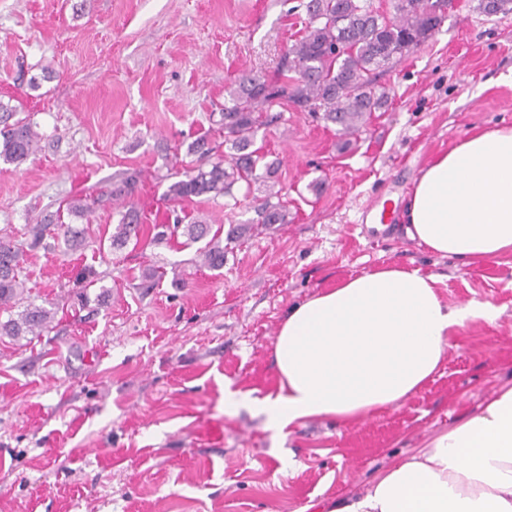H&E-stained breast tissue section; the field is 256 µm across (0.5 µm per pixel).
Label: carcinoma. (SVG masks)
<instances>
[{
  "label": "carcinoma",
  "instance_id": "1",
  "mask_svg": "<svg viewBox=\"0 0 512 512\" xmlns=\"http://www.w3.org/2000/svg\"><path fill=\"white\" fill-rule=\"evenodd\" d=\"M512 0H478L477 8L487 14L509 12L504 6ZM437 0H397L395 14L388 17L372 7L371 0H308L306 18L300 35L282 56L270 78L241 74L225 86L224 112L220 126L224 134V155L219 146L203 134L188 144L187 154L195 165L174 178L166 191L175 203L198 197L229 199L239 203L235 189L245 187L250 194L254 185L264 187V195L255 198V218L238 224L228 236L238 238L251 230L250 224L288 223L287 202L276 188L278 162L268 160L263 146L256 145L258 132L283 120V110L291 107L307 112L326 123L338 126L341 135L362 129L372 113L388 103L385 89L375 86L376 74L397 55L417 48L441 25L443 16L433 12ZM18 106L0 101V162L20 167L35 154L40 140L35 125L17 117ZM138 177L124 176L97 198H78L67 206L68 214L82 217L104 202L118 205V222L112 225L110 246L120 249L144 236V220L133 202ZM184 225L156 224L153 240L167 239L183 230L191 242L206 240L199 258L211 270L224 267L221 228H213L206 215L190 216ZM61 221L50 215L42 224L28 227V238L20 243L0 240V310L13 307L24 292L20 280L25 252L41 245L48 225ZM67 249L85 243V231L70 225L63 235ZM50 321L45 308L28 304L18 317L0 320V336L40 334Z\"/></svg>",
  "mask_w": 512,
  "mask_h": 512
}]
</instances>
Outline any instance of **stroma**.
<instances>
[{"label": "stroma", "mask_w": 512, "mask_h": 512, "mask_svg": "<svg viewBox=\"0 0 512 512\" xmlns=\"http://www.w3.org/2000/svg\"><path fill=\"white\" fill-rule=\"evenodd\" d=\"M303 0H0V99L41 136L25 164H0V236L66 199L138 174L147 217L202 211L224 226L253 209L173 204L170 170L213 120L235 76H271L305 16ZM440 28L378 78L387 110L351 136L304 112L260 130L277 160L288 221L254 224L199 264L177 235L114 250V207L80 218L76 251L24 257V301L51 310L40 335L0 336V512H301L368 487L391 463L512 387V254L465 267L398 226L360 221L371 203L404 204L420 169L468 133L512 125V12L456 0ZM51 71L39 90L29 76ZM439 276L449 306L495 305L472 322L439 374L400 404L342 424L278 434L252 406L224 409V386L265 395L288 311L376 268ZM92 267L86 287L76 273Z\"/></svg>", "instance_id": "stroma-1"}]
</instances>
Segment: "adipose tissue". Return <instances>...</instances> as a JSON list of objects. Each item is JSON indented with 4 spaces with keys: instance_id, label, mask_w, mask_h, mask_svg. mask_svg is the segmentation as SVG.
I'll return each instance as SVG.
<instances>
[{
    "instance_id": "ef3b65f1",
    "label": "adipose tissue",
    "mask_w": 512,
    "mask_h": 512,
    "mask_svg": "<svg viewBox=\"0 0 512 512\" xmlns=\"http://www.w3.org/2000/svg\"><path fill=\"white\" fill-rule=\"evenodd\" d=\"M405 233L430 251L482 266L512 254V126L479 130L435 154L404 205ZM438 275L386 266L322 289L289 310L274 342L276 385L252 402L277 432L313 418L342 422L399 404L430 383L454 335L488 303L449 307ZM313 512H512V388L492 396L365 490Z\"/></svg>"
}]
</instances>
